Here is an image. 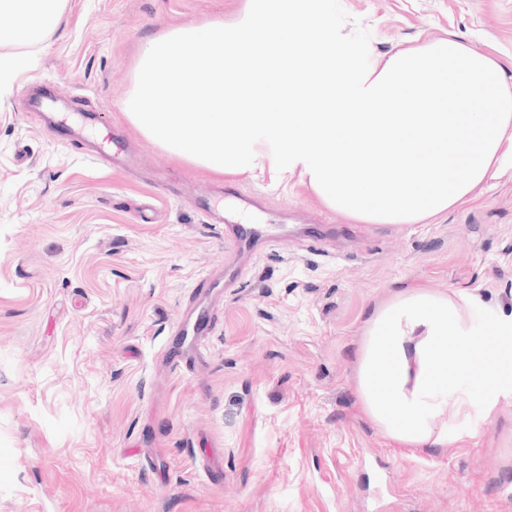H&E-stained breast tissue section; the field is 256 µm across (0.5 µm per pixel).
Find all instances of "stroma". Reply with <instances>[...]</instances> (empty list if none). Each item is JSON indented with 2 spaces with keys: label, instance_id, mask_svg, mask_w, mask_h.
<instances>
[{
  "label": "stroma",
  "instance_id": "1",
  "mask_svg": "<svg viewBox=\"0 0 512 512\" xmlns=\"http://www.w3.org/2000/svg\"><path fill=\"white\" fill-rule=\"evenodd\" d=\"M243 0H67L51 39L0 42V512H512V395L471 389L444 448L360 409L372 307L402 286L470 295L475 335L512 321V172L426 224H363L297 180L214 178L126 120L139 51ZM372 60L453 34L512 64V0H329ZM96 113L59 144L47 113ZM134 154L104 164L102 141ZM230 224L273 240L203 347L173 335ZM178 348L187 366L161 353Z\"/></svg>",
  "mask_w": 512,
  "mask_h": 512
}]
</instances>
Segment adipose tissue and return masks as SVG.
Masks as SVG:
<instances>
[{"label": "adipose tissue", "mask_w": 512, "mask_h": 512, "mask_svg": "<svg viewBox=\"0 0 512 512\" xmlns=\"http://www.w3.org/2000/svg\"><path fill=\"white\" fill-rule=\"evenodd\" d=\"M65 2L0 0V13L17 19L7 37L43 42ZM123 112L171 156L213 176L295 174L323 205L365 224L434 218L512 168V77L502 63L451 35L360 64L322 0H245L234 22L152 38ZM466 307L413 285L365 321L360 406L404 447L447 446L437 427L449 412H467L462 382L481 389L488 418L512 393V325L488 326L478 343Z\"/></svg>", "instance_id": "1"}]
</instances>
